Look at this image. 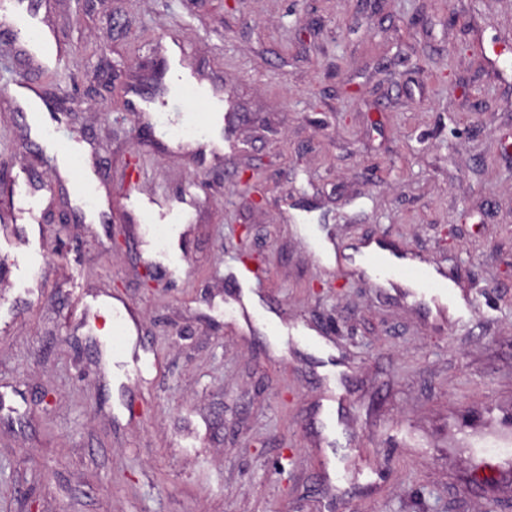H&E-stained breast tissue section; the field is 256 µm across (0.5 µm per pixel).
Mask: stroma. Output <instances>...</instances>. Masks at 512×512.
Here are the masks:
<instances>
[{"mask_svg":"<svg viewBox=\"0 0 512 512\" xmlns=\"http://www.w3.org/2000/svg\"><path fill=\"white\" fill-rule=\"evenodd\" d=\"M48 18L70 64L39 82L113 205L101 224L45 199L30 284L11 277L25 242L0 247V512H512V0H52ZM174 35L233 110L228 166L134 110L143 88L184 110L160 73ZM33 140L0 99L6 175L49 174ZM133 180L189 213L154 292ZM363 241L446 272L471 311L325 251ZM242 245L260 270L237 289ZM123 310L139 376L106 348Z\"/></svg>","mask_w":512,"mask_h":512,"instance_id":"stroma-1","label":"stroma"}]
</instances>
